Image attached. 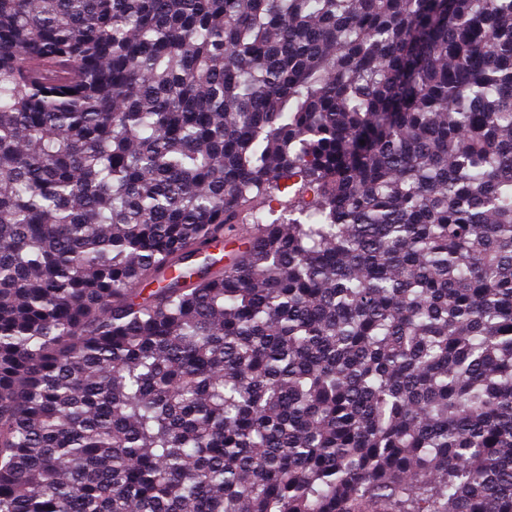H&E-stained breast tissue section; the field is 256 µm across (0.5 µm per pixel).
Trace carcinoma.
Instances as JSON below:
<instances>
[{"instance_id":"carcinoma-1","label":"carcinoma","mask_w":512,"mask_h":512,"mask_svg":"<svg viewBox=\"0 0 512 512\" xmlns=\"http://www.w3.org/2000/svg\"><path fill=\"white\" fill-rule=\"evenodd\" d=\"M0 512H512V0H0Z\"/></svg>"}]
</instances>
